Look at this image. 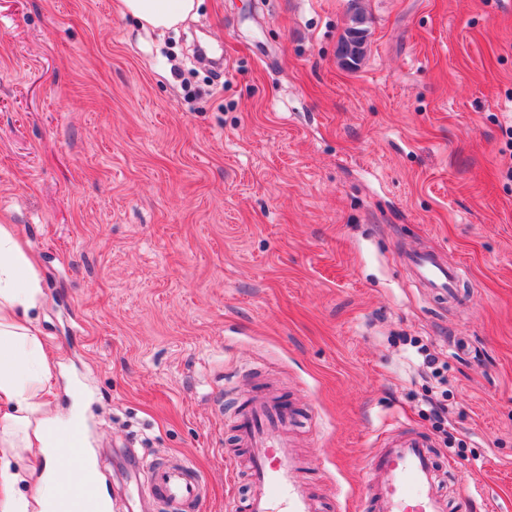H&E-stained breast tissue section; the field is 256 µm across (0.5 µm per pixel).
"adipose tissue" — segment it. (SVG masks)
<instances>
[{"label": "adipose tissue", "instance_id": "obj_1", "mask_svg": "<svg viewBox=\"0 0 512 512\" xmlns=\"http://www.w3.org/2000/svg\"><path fill=\"white\" fill-rule=\"evenodd\" d=\"M141 26L172 28L194 15L199 0H121ZM44 296L31 257L14 228L0 224V512H51L64 490L96 488L94 456L58 447L63 421L49 394L55 356L32 313ZM39 454L20 464L22 451Z\"/></svg>", "mask_w": 512, "mask_h": 512}]
</instances>
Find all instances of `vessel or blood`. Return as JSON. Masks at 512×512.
<instances>
[{"mask_svg":"<svg viewBox=\"0 0 512 512\" xmlns=\"http://www.w3.org/2000/svg\"><path fill=\"white\" fill-rule=\"evenodd\" d=\"M402 259L416 280L438 296L454 292L461 265L434 251L405 249ZM294 412L271 396H252L234 417L237 443L250 463V484L244 504L227 501L226 512H320L311 485L296 473L298 462L288 448ZM147 496L168 512H198L205 493L199 470L179 458L139 460ZM362 512H448L436 489L437 469L432 441L413 430L392 433L364 467Z\"/></svg>","mask_w":512,"mask_h":512,"instance_id":"obj_1","label":"vessel or blood"}]
</instances>
